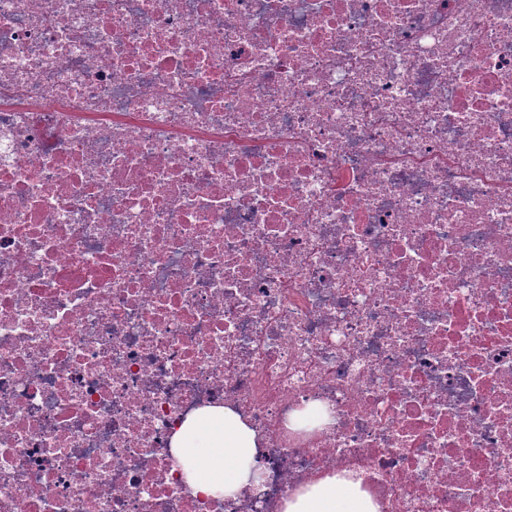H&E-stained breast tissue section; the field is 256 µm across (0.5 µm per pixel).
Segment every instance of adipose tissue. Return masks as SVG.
Listing matches in <instances>:
<instances>
[{"instance_id": "obj_1", "label": "adipose tissue", "mask_w": 512, "mask_h": 512, "mask_svg": "<svg viewBox=\"0 0 512 512\" xmlns=\"http://www.w3.org/2000/svg\"><path fill=\"white\" fill-rule=\"evenodd\" d=\"M171 448L195 492L229 496L250 483L257 435L234 410L211 407L183 423L172 438ZM286 512L375 510L357 484L327 478L298 496Z\"/></svg>"}]
</instances>
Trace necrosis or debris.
Wrapping results in <instances>:
<instances>
[{
  "label": "necrosis or debris",
  "mask_w": 512,
  "mask_h": 512,
  "mask_svg": "<svg viewBox=\"0 0 512 512\" xmlns=\"http://www.w3.org/2000/svg\"><path fill=\"white\" fill-rule=\"evenodd\" d=\"M333 476L512 512V0H0V512ZM171 448L195 492L229 496L250 484L257 435L231 408L211 407L183 423Z\"/></svg>",
  "instance_id": "1"
}]
</instances>
